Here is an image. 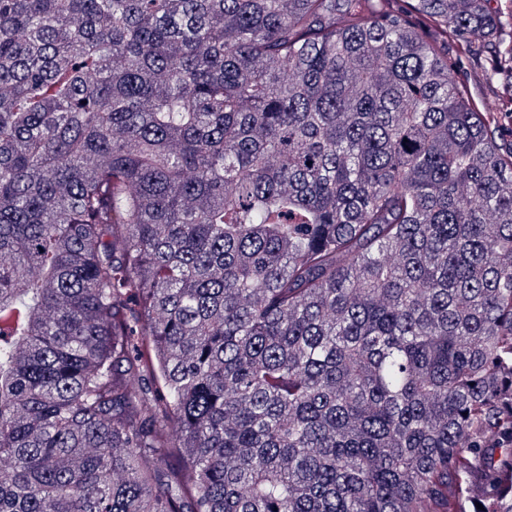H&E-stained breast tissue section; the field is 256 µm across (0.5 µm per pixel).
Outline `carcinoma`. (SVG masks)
<instances>
[{
    "mask_svg": "<svg viewBox=\"0 0 512 512\" xmlns=\"http://www.w3.org/2000/svg\"><path fill=\"white\" fill-rule=\"evenodd\" d=\"M510 129L512 0H0V512H512ZM463 71V79L472 92L481 112L495 113L499 107V91L488 83L481 68L467 64Z\"/></svg>",
    "mask_w": 512,
    "mask_h": 512,
    "instance_id": "1",
    "label": "carcinoma"
}]
</instances>
